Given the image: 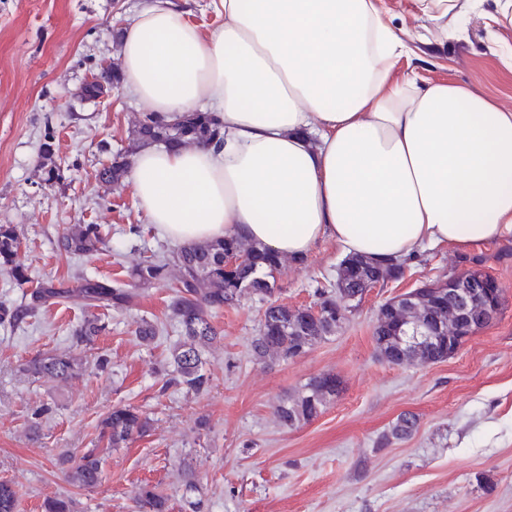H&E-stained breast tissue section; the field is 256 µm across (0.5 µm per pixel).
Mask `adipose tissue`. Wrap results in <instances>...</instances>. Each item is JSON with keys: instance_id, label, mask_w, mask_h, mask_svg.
<instances>
[{"instance_id": "1", "label": "adipose tissue", "mask_w": 512, "mask_h": 512, "mask_svg": "<svg viewBox=\"0 0 512 512\" xmlns=\"http://www.w3.org/2000/svg\"><path fill=\"white\" fill-rule=\"evenodd\" d=\"M447 35L478 0H408ZM205 33L169 0L123 30L125 89L173 121L215 113L224 144L147 145L129 179L165 238L236 237L285 258L321 241L385 264L512 235V109L392 75L408 48L385 0H217Z\"/></svg>"}]
</instances>
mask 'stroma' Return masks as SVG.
I'll list each match as a JSON object with an SVG mask.
<instances>
[{"label": "stroma", "mask_w": 512, "mask_h": 512, "mask_svg": "<svg viewBox=\"0 0 512 512\" xmlns=\"http://www.w3.org/2000/svg\"><path fill=\"white\" fill-rule=\"evenodd\" d=\"M145 0H0V224L15 225L20 285L0 268V302H19L39 282L76 286L81 273L125 280L132 266L168 255L139 208L130 183L106 186L99 170L128 149L144 108L124 89L99 103L80 87L97 66L119 65L114 37ZM393 25L410 51L395 78L455 81L512 107V70L499 56L512 28L491 25L497 0H482L461 35L429 44V22L392 0ZM53 136L56 181H47L40 145ZM96 224L103 243L90 257L59 250L67 228ZM499 282L497 320L467 338L447 360L392 365L375 349L377 311L387 299L426 280L470 269L472 257ZM343 256L319 243L302 262L284 261L278 302L310 305L333 288ZM172 283L141 292L126 310L92 309L81 298L40 308L21 326L0 324V481L18 485V512H42L45 498L68 496L77 512H134L138 487L155 486L171 512H189L185 488L202 486L204 512H512V235L461 248L418 251L403 278L376 287L348 312L334 336L289 361L251 355L262 309L248 295L209 320L220 339L207 352L212 387L203 396L164 388L179 339L168 308ZM98 316L107 330L79 353L82 377L55 381L27 372L30 361L71 348L72 329ZM155 324L143 345L135 331ZM107 356L98 369V356ZM333 372L340 393L305 425L274 416L280 399L310 378ZM116 405L147 411L148 433L107 451L100 485L68 482L61 457L99 443L100 421ZM404 413L418 429L387 434ZM206 419L208 430L198 427Z\"/></svg>", "instance_id": "35a3bbf8"}]
</instances>
